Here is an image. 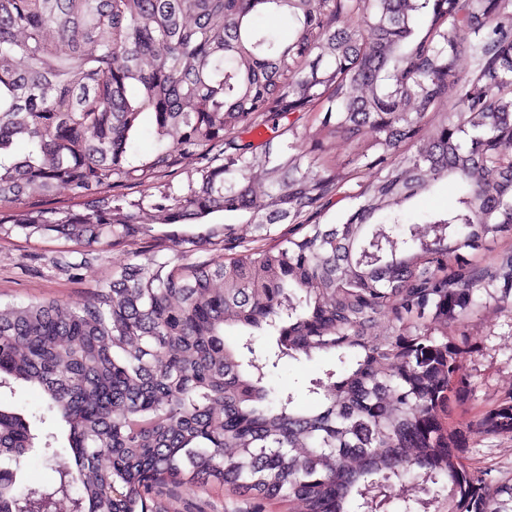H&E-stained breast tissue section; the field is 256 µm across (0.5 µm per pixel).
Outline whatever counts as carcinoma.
I'll list each match as a JSON object with an SVG mask.
<instances>
[{
    "instance_id": "1",
    "label": "carcinoma",
    "mask_w": 512,
    "mask_h": 512,
    "mask_svg": "<svg viewBox=\"0 0 512 512\" xmlns=\"http://www.w3.org/2000/svg\"><path fill=\"white\" fill-rule=\"evenodd\" d=\"M430 16L425 31L413 18ZM293 21L288 38L261 24ZM360 16L362 28L339 25ZM469 58L464 70L461 57ZM355 141L368 127L375 177L315 170L285 135L304 119ZM155 148L129 149L145 125ZM196 157L187 190L129 200ZM455 203L403 224L405 205L441 181ZM66 188L80 210L23 209ZM358 201L340 224L315 218ZM0 238L57 234L81 248L168 240L82 302L0 306V390H41L67 429L74 465L49 483L17 479L36 448L31 422L0 406V512H153L151 493L216 484L305 512H512V473L461 455L462 436L512 435V393L459 426L472 376L448 322L480 294L512 316V250L464 261L512 237V0H0ZM234 227L156 234V224ZM291 225L289 235L274 232ZM220 249L218 260L198 257ZM278 367L334 363L309 379L310 404L271 397L254 337ZM411 486L392 510V484ZM78 495H72L73 488ZM505 248H512V239L492 238L489 236L479 250L463 249L460 251V256L467 260L492 263Z\"/></svg>"
}]
</instances>
